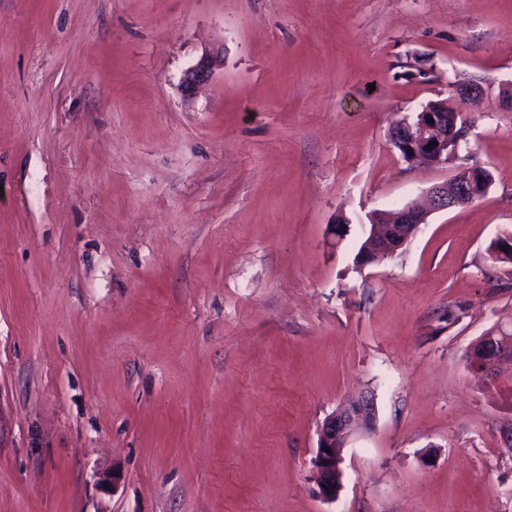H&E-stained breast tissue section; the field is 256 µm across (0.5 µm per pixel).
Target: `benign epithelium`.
Masks as SVG:
<instances>
[{
  "label": "benign epithelium",
  "mask_w": 512,
  "mask_h": 512,
  "mask_svg": "<svg viewBox=\"0 0 512 512\" xmlns=\"http://www.w3.org/2000/svg\"><path fill=\"white\" fill-rule=\"evenodd\" d=\"M214 61L201 58L187 68L181 78L184 98H192L213 76ZM462 113L445 102L425 105L416 120H404L391 129L393 146L409 162L427 165L448 164L459 159L467 146V135L460 129ZM493 185L489 168L459 165L447 181L434 184L427 193L426 207L404 206L391 211H374L369 215L370 232L358 253L362 265L377 263L390 256V246L405 248L427 223L432 211L464 206L487 195ZM512 359V336L500 331L486 338L480 350L470 351V363L488 372L504 360ZM376 422V403L372 393L364 392L345 401L321 424L313 460L320 496L333 501L343 488V450L352 434L369 430Z\"/></svg>",
  "instance_id": "1"
}]
</instances>
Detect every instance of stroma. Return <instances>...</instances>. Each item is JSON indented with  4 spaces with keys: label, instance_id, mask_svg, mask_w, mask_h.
<instances>
[{
    "label": "stroma",
    "instance_id": "stroma-1",
    "mask_svg": "<svg viewBox=\"0 0 512 512\" xmlns=\"http://www.w3.org/2000/svg\"><path fill=\"white\" fill-rule=\"evenodd\" d=\"M436 100L494 185L356 267L455 173L390 140ZM511 234L512 0H0V512H512V362L467 358L512 327ZM214 61L210 57H202L196 64L187 68L181 78L180 90L184 98L191 99L197 91L213 76ZM375 422L376 403L371 392L348 399L322 422L313 467L324 500H335L343 488V450L348 439L359 430L373 428ZM324 448H329L331 454Z\"/></svg>",
    "mask_w": 512,
    "mask_h": 512
}]
</instances>
